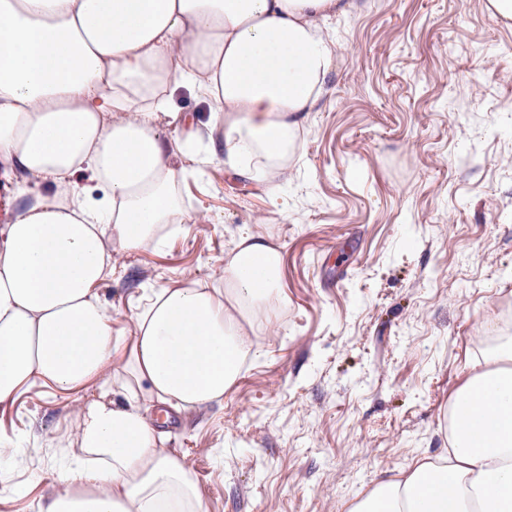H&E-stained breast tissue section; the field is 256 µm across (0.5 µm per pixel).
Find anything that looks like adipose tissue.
Segmentation results:
<instances>
[{
  "label": "adipose tissue",
  "instance_id": "adipose-tissue-1",
  "mask_svg": "<svg viewBox=\"0 0 512 512\" xmlns=\"http://www.w3.org/2000/svg\"><path fill=\"white\" fill-rule=\"evenodd\" d=\"M352 7L0 0V170L20 173L25 199L0 224V405L35 385L101 390L77 412L43 512H205L139 399L177 410L223 399L284 300L281 253L240 237L217 287L151 290L129 337L98 287L113 253L184 223L182 186L214 162L281 197L336 59L327 24ZM181 88L210 104L207 119L176 109ZM349 512H512V336L494 337L450 397L447 452L380 480Z\"/></svg>",
  "mask_w": 512,
  "mask_h": 512
}]
</instances>
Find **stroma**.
<instances>
[{"label": "stroma", "instance_id": "1", "mask_svg": "<svg viewBox=\"0 0 512 512\" xmlns=\"http://www.w3.org/2000/svg\"><path fill=\"white\" fill-rule=\"evenodd\" d=\"M327 93L305 113L284 201L222 163L182 188L164 245L112 257L99 296L133 331L146 289L213 283L242 233L282 255L285 306L221 402L166 419L207 512H346L448 446V400L512 330V23L485 0H356L332 23ZM96 386L0 407V512H41Z\"/></svg>", "mask_w": 512, "mask_h": 512}]
</instances>
